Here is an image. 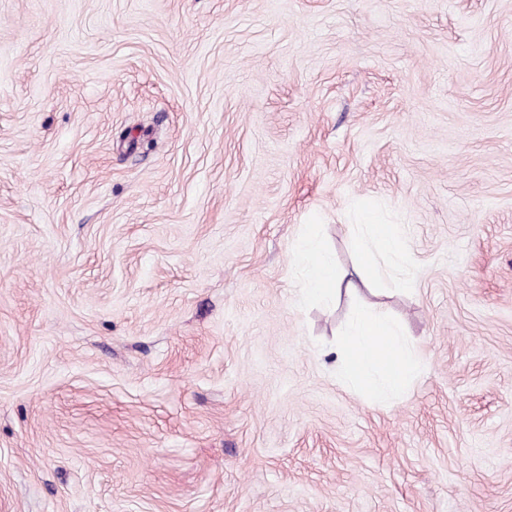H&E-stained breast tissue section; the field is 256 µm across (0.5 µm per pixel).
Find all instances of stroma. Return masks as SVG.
Wrapping results in <instances>:
<instances>
[{"label":"stroma","instance_id":"obj_1","mask_svg":"<svg viewBox=\"0 0 512 512\" xmlns=\"http://www.w3.org/2000/svg\"><path fill=\"white\" fill-rule=\"evenodd\" d=\"M0 512H512V0H0ZM372 244H375L384 253L398 254L401 252L402 244L400 230L392 224H369L367 235L356 236L352 240L353 249L363 256L368 265L374 263ZM297 258L305 269L301 286L302 299H316L327 302L337 297L345 288V293L357 290V285L350 281L344 286L336 275L335 266L331 265L323 252L321 242L315 237H304L297 244ZM343 336L340 347L349 359L342 364L341 378L361 386L378 400L396 398L404 391L413 365L410 348L395 323L359 307ZM382 351L393 358L390 368L383 366Z\"/></svg>","mask_w":512,"mask_h":512}]
</instances>
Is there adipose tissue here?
<instances>
[{"label": "adipose tissue", "instance_id": "obj_1", "mask_svg": "<svg viewBox=\"0 0 512 512\" xmlns=\"http://www.w3.org/2000/svg\"><path fill=\"white\" fill-rule=\"evenodd\" d=\"M352 247L366 264H373V249L387 254L401 251V234L397 226L369 225L366 234L357 236ZM297 258L305 269L301 296L329 301L341 292L356 291L354 282H342L314 237L302 238L297 244ZM346 356L341 376L361 386L375 399L397 397L406 388L413 373L411 351L399 327L367 308H357L340 342Z\"/></svg>", "mask_w": 512, "mask_h": 512}]
</instances>
